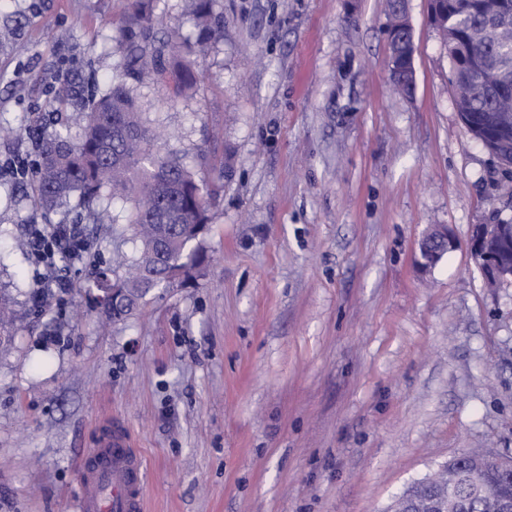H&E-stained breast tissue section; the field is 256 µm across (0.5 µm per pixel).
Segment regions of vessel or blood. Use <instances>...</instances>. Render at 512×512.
Returning a JSON list of instances; mask_svg holds the SVG:
<instances>
[{
  "instance_id": "1",
  "label": "vessel or blood",
  "mask_w": 512,
  "mask_h": 512,
  "mask_svg": "<svg viewBox=\"0 0 512 512\" xmlns=\"http://www.w3.org/2000/svg\"><path fill=\"white\" fill-rule=\"evenodd\" d=\"M97 446L80 461L79 512H146V468L126 426L99 421Z\"/></svg>"
}]
</instances>
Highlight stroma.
Here are the masks:
<instances>
[{
  "label": "stroma",
  "instance_id": "stroma-1",
  "mask_svg": "<svg viewBox=\"0 0 512 512\" xmlns=\"http://www.w3.org/2000/svg\"><path fill=\"white\" fill-rule=\"evenodd\" d=\"M224 39L195 96L137 85L171 149L224 165L194 285L107 321L93 265L130 253L88 225L86 264L52 275L25 242L30 201L0 177V512H76L97 421L121 418L147 465V512H386L449 459L512 457V285L468 242L512 222V176L456 111L429 0H407L416 85L388 67L387 0H219ZM123 0H0L26 19L0 47V125L49 109L56 65L121 78ZM447 225L431 269L418 243Z\"/></svg>",
  "mask_w": 512,
  "mask_h": 512
}]
</instances>
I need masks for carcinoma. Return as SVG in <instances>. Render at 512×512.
<instances>
[{
	"instance_id": "1",
	"label": "carcinoma",
	"mask_w": 512,
	"mask_h": 512,
	"mask_svg": "<svg viewBox=\"0 0 512 512\" xmlns=\"http://www.w3.org/2000/svg\"><path fill=\"white\" fill-rule=\"evenodd\" d=\"M218 0H185V19L192 31L175 30L160 40L155 29L163 22L156 0H127V11L115 29L117 52L135 82L173 84L183 96L197 86L198 61L224 39V15ZM485 0H456L448 24L440 29L448 42L451 75L458 77L462 98L455 99L460 117L484 148L483 119L490 112H512V21L487 26L481 19ZM50 112H37L26 125L8 131L19 139L34 130L38 141L35 175L25 184L32 209L29 222L64 209L75 212L74 224H113L103 199L124 203L125 224L137 242L136 254L115 267L96 265L91 271L99 295L127 288L146 297L196 274L197 263L186 262L188 246L206 232L212 190L206 174L223 173L205 156L190 163L166 150L164 132L144 119L134 89L115 83L105 91L83 95L70 80L54 85ZM74 108L78 131H72L62 110ZM466 493L462 512H497L495 500L512 497V478L502 481L487 472L479 456H458L415 482L390 509L411 497L413 512H422L432 490Z\"/></svg>"
}]
</instances>
